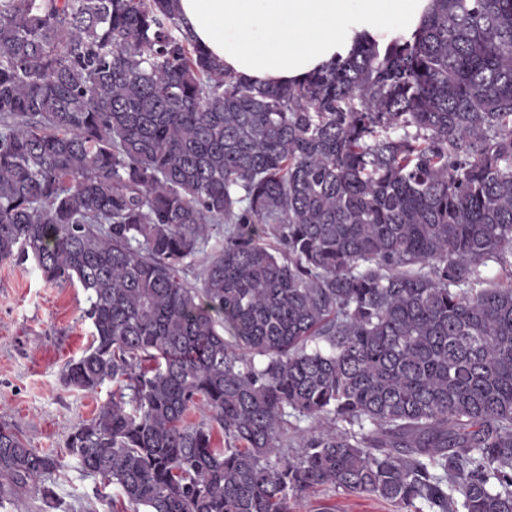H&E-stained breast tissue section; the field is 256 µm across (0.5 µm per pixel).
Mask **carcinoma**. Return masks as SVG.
I'll return each mask as SVG.
<instances>
[{
	"label": "carcinoma",
	"instance_id": "cac0c4a2",
	"mask_svg": "<svg viewBox=\"0 0 512 512\" xmlns=\"http://www.w3.org/2000/svg\"><path fill=\"white\" fill-rule=\"evenodd\" d=\"M14 258L87 291L63 381L114 390L60 453L0 422L1 499L57 509L77 469L112 512H297L316 487L512 512V0H432L264 86L178 0H0ZM0 512H43L40 495L23 491L3 500Z\"/></svg>",
	"mask_w": 512,
	"mask_h": 512
}]
</instances>
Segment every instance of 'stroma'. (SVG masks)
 Listing matches in <instances>:
<instances>
[{
	"mask_svg": "<svg viewBox=\"0 0 512 512\" xmlns=\"http://www.w3.org/2000/svg\"><path fill=\"white\" fill-rule=\"evenodd\" d=\"M89 302L80 284L46 283L34 262L0 261V421L9 423L29 447L64 451L73 429L90 420L112 398L111 384L95 392L66 387L65 364L88 347ZM93 478L70 471L53 491L63 512H112L95 494ZM298 512H396L367 497L307 491Z\"/></svg>",
	"mask_w": 512,
	"mask_h": 512,
	"instance_id": "1",
	"label": "stroma"
}]
</instances>
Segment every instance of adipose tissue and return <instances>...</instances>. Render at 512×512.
I'll use <instances>...</instances> for the list:
<instances>
[{
    "label": "adipose tissue",
    "instance_id": "1",
    "mask_svg": "<svg viewBox=\"0 0 512 512\" xmlns=\"http://www.w3.org/2000/svg\"><path fill=\"white\" fill-rule=\"evenodd\" d=\"M431 0H179L194 40L226 71L286 84L347 54L362 35L412 34Z\"/></svg>",
    "mask_w": 512,
    "mask_h": 512
}]
</instances>
